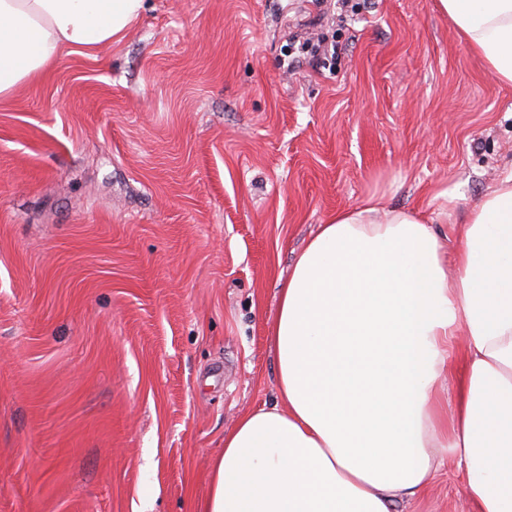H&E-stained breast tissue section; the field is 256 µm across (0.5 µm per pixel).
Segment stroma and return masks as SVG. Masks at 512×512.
Wrapping results in <instances>:
<instances>
[{
	"label": "stroma",
	"instance_id": "35a3bbf8",
	"mask_svg": "<svg viewBox=\"0 0 512 512\" xmlns=\"http://www.w3.org/2000/svg\"><path fill=\"white\" fill-rule=\"evenodd\" d=\"M511 170L512 85L437 0H147L63 55L0 100V512H195L319 225ZM395 512L474 506L448 459Z\"/></svg>",
	"mask_w": 512,
	"mask_h": 512
}]
</instances>
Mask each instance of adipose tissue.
<instances>
[{"label": "adipose tissue", "instance_id": "1", "mask_svg": "<svg viewBox=\"0 0 512 512\" xmlns=\"http://www.w3.org/2000/svg\"><path fill=\"white\" fill-rule=\"evenodd\" d=\"M439 7L512 84V0ZM145 8L0 0V99L64 52L121 42ZM270 334L277 402L225 434L196 512H393L447 457L475 512H512V173L451 247L413 210L337 211L296 258Z\"/></svg>", "mask_w": 512, "mask_h": 512}]
</instances>
